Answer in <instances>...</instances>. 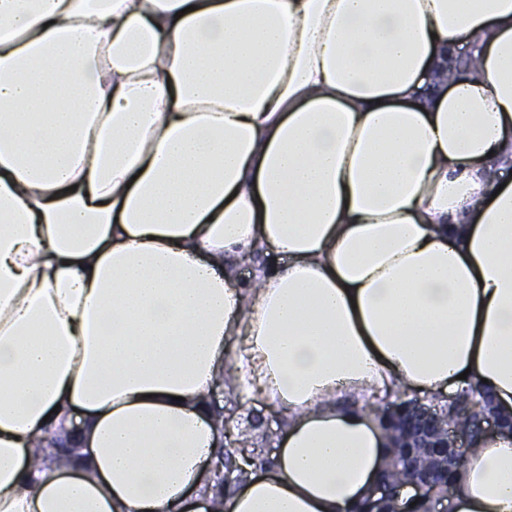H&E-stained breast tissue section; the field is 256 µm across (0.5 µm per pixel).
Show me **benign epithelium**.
Masks as SVG:
<instances>
[{
	"mask_svg": "<svg viewBox=\"0 0 512 512\" xmlns=\"http://www.w3.org/2000/svg\"><path fill=\"white\" fill-rule=\"evenodd\" d=\"M405 412L410 421L403 422L394 417L388 429L392 439V447L398 449L399 463L416 478L409 482L416 492L420 493L426 486L438 483L444 488V495L439 504L438 512H447L444 502L450 498L453 486L445 481L448 468L457 467L462 463V448L477 437L497 432L507 426L512 429V418L505 419L491 408V398L482 394V400L468 407V412L477 415V423L472 428L454 426L443 413L439 404H425L420 399L408 401ZM239 475L246 474L242 466H228L224 458L212 463L209 480L221 485L231 483L234 471ZM401 487L385 481L377 484L374 494L377 504L382 505L394 498H399Z\"/></svg>",
	"mask_w": 512,
	"mask_h": 512,
	"instance_id": "benign-epithelium-1",
	"label": "benign epithelium"
}]
</instances>
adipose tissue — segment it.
Listing matches in <instances>:
<instances>
[{"label":"adipose tissue","instance_id":"obj_1","mask_svg":"<svg viewBox=\"0 0 512 512\" xmlns=\"http://www.w3.org/2000/svg\"><path fill=\"white\" fill-rule=\"evenodd\" d=\"M509 169L512 0H0V512H205L229 366L288 425L223 512H356L373 395L512 416Z\"/></svg>","mask_w":512,"mask_h":512}]
</instances>
